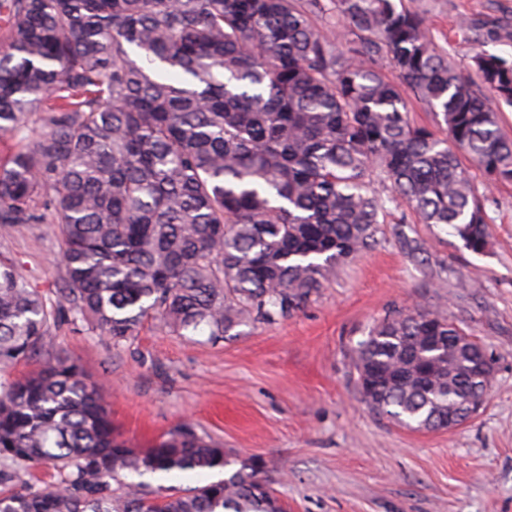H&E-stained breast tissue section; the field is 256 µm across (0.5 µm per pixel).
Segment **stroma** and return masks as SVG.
Listing matches in <instances>:
<instances>
[{
    "label": "stroma",
    "mask_w": 512,
    "mask_h": 512,
    "mask_svg": "<svg viewBox=\"0 0 512 512\" xmlns=\"http://www.w3.org/2000/svg\"><path fill=\"white\" fill-rule=\"evenodd\" d=\"M425 6L429 32L463 73L479 50L512 54V40L473 41L463 20L512 26V0H405ZM486 254L445 226L404 224L390 207L374 248L358 254L301 310L246 322L230 336H181L149 323L114 343L60 301V236L50 224H0V253L55 311L51 334L10 370L50 356L105 388L115 435L148 448L187 422L244 456L261 458L283 512H512V183H487ZM417 307L442 309L492 359L479 412L453 430L417 431L362 402L352 355L373 322Z\"/></svg>",
    "instance_id": "1"
}]
</instances>
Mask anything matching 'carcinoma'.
<instances>
[{"mask_svg": "<svg viewBox=\"0 0 512 512\" xmlns=\"http://www.w3.org/2000/svg\"><path fill=\"white\" fill-rule=\"evenodd\" d=\"M400 2L3 0L0 135L20 141L0 160V224L58 226L59 298L116 343L149 319L222 339L299 310L378 243L400 199L416 223L485 253L486 198L462 158L512 182V138L487 106L489 93L512 106V57L477 51L468 79L426 11ZM326 14L341 37L316 28ZM406 89L445 137L411 121ZM52 317L0 256V371L44 344ZM465 335L438 310L377 319L353 356L363 402L408 428H448L493 379ZM0 459L50 463L62 487L3 490L0 512H282L257 458L190 425L129 447L100 385L60 358L0 381ZM217 468L223 479L187 489L119 481Z\"/></svg>", "mask_w": 512, "mask_h": 512, "instance_id": "cac0c4a2", "label": "carcinoma"}]
</instances>
